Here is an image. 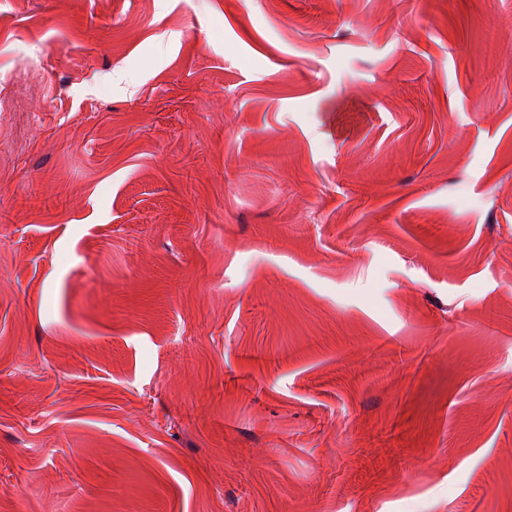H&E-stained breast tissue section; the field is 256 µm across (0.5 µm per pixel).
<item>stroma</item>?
<instances>
[{"label": "stroma", "mask_w": 512, "mask_h": 512, "mask_svg": "<svg viewBox=\"0 0 512 512\" xmlns=\"http://www.w3.org/2000/svg\"><path fill=\"white\" fill-rule=\"evenodd\" d=\"M0 512H512V0H0Z\"/></svg>", "instance_id": "1"}]
</instances>
